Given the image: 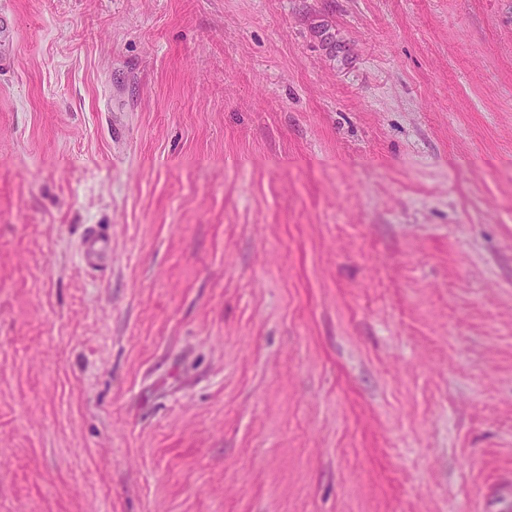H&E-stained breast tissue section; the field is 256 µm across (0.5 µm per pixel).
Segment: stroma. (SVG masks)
<instances>
[{
	"instance_id": "35a3bbf8",
	"label": "stroma",
	"mask_w": 512,
	"mask_h": 512,
	"mask_svg": "<svg viewBox=\"0 0 512 512\" xmlns=\"http://www.w3.org/2000/svg\"><path fill=\"white\" fill-rule=\"evenodd\" d=\"M0 3V512H512V0ZM11 15L3 7L0 9V71L11 68L14 62L13 41L10 31ZM109 249L108 240L95 231L87 233L82 242L84 259L91 266L100 265L107 258Z\"/></svg>"
}]
</instances>
